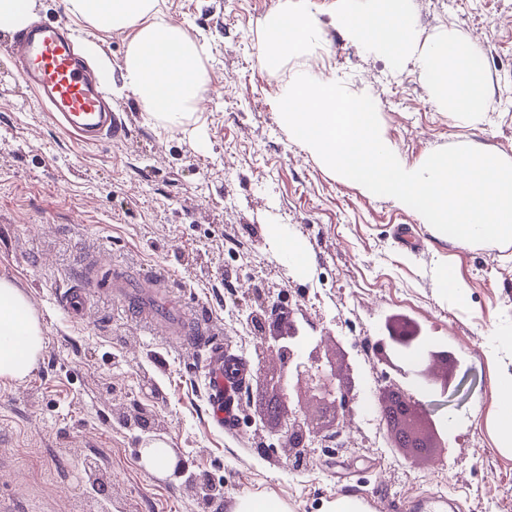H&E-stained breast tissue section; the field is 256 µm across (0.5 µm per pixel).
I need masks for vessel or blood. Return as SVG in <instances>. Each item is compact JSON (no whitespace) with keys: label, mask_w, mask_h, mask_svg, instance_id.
Here are the masks:
<instances>
[{"label":"vessel or blood","mask_w":512,"mask_h":512,"mask_svg":"<svg viewBox=\"0 0 512 512\" xmlns=\"http://www.w3.org/2000/svg\"><path fill=\"white\" fill-rule=\"evenodd\" d=\"M15 45L18 72L64 129L89 143L120 135L123 124L105 95L104 79L88 67L63 19L19 31ZM98 270V257H89L79 287L60 295L58 305L71 318L81 320L88 313ZM110 292L128 307L136 323L162 328L165 336L182 346L205 349L199 369L214 419L223 423L224 398L231 395L232 388L224 376V340L213 331L208 316L183 309L170 281L157 270L135 274L114 268Z\"/></svg>","instance_id":"vessel-or-blood-1"}]
</instances>
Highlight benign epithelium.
<instances>
[{
	"label": "benign epithelium",
	"mask_w": 512,
	"mask_h": 512,
	"mask_svg": "<svg viewBox=\"0 0 512 512\" xmlns=\"http://www.w3.org/2000/svg\"><path fill=\"white\" fill-rule=\"evenodd\" d=\"M247 322L257 332L254 354L258 363L274 357L279 367L260 375L262 394L256 407L246 400L240 402L241 409H255L265 426L275 424L277 434L288 443L291 457L299 460L315 443L330 442L338 436L340 421L353 412L357 403L355 381L350 376L342 384H335L336 366L324 353L322 343L305 336L293 319V311L269 304L264 292L257 294ZM369 345L395 376L389 385L395 405L391 411H381L383 424L396 447L409 448L418 455L430 454L433 448L395 426L397 420L413 425L431 419V409L417 397L410 382L415 379L437 385L440 396L445 397L451 389L460 390L466 379L454 385L448 377L437 376L433 364L439 360L449 363L451 356L446 350L430 346L419 328L406 319L389 322L386 332ZM188 486L202 510L224 495L223 484L205 476L189 479Z\"/></svg>",
	"instance_id": "1"
}]
</instances>
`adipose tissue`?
Listing matches in <instances>:
<instances>
[{"label": "adipose tissue", "mask_w": 512, "mask_h": 512, "mask_svg": "<svg viewBox=\"0 0 512 512\" xmlns=\"http://www.w3.org/2000/svg\"><path fill=\"white\" fill-rule=\"evenodd\" d=\"M67 10L100 32L130 31L121 80L150 118L179 125L197 112L209 92L203 65L208 42L166 20L158 0H67ZM334 22L368 50L396 62L415 48L410 0H340ZM320 32V21L309 11L308 0H293L274 11L265 23L261 67L277 74L289 45ZM419 67L436 101L449 112L467 115L485 110L487 97L476 46L438 38L421 55ZM44 347L42 326L26 296L13 280L0 278V380H24ZM511 353L508 334L486 353L492 370V424L498 447L507 451H512V364L506 361Z\"/></svg>", "instance_id": "1"}]
</instances>
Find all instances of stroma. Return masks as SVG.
I'll use <instances>...</instances> for the list:
<instances>
[{
	"instance_id": "35a3bbf8",
	"label": "stroma",
	"mask_w": 512,
	"mask_h": 512,
	"mask_svg": "<svg viewBox=\"0 0 512 512\" xmlns=\"http://www.w3.org/2000/svg\"><path fill=\"white\" fill-rule=\"evenodd\" d=\"M283 0H159L165 18L209 41L207 99L181 126L150 120L128 92L113 94L121 136L83 143L54 121L15 72L0 33V277L23 289L44 325L45 350L28 378L0 382V512H198L184 477L140 465L160 437L190 472L224 485L211 512L238 497L270 495L290 512H324L339 496L367 512H512V457L495 445L485 353L512 329V244L461 245L439 237L408 209L345 181L289 138L279 121V81L301 70L335 76L374 101L382 136L406 166L465 145L512 162V0H411L415 52L400 66L366 50L331 17L339 0H310L319 39L288 51L278 78L259 66L267 16ZM82 47L122 65L130 34L68 22ZM480 49L489 108L460 119L440 107L417 63L438 37ZM278 227L272 239L270 227ZM303 265L286 257L289 241ZM249 257L240 260V248ZM165 271L182 304L207 312L226 356L255 366L245 310L255 290L291 308L325 349L341 344L359 399L346 430L315 445L302 464L287 449L262 453L255 425L234 410L218 428L199 373L202 350L132 321L108 292L79 321L57 306L84 258ZM445 257L468 287L440 299L435 268ZM417 322L451 352L463 392L439 409L444 443L412 460L389 442L378 392L386 367L370 339L388 317ZM145 410L159 435L122 421Z\"/></svg>"
}]
</instances>
